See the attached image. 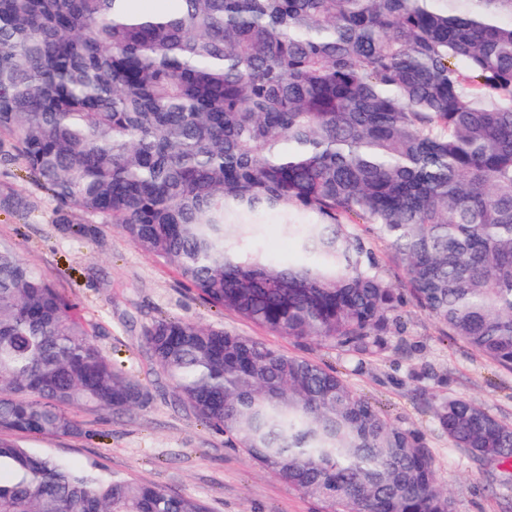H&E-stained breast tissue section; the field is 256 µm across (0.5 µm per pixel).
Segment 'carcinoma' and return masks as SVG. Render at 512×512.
I'll return each mask as SVG.
<instances>
[{
	"label": "carcinoma",
	"instance_id": "obj_1",
	"mask_svg": "<svg viewBox=\"0 0 512 512\" xmlns=\"http://www.w3.org/2000/svg\"><path fill=\"white\" fill-rule=\"evenodd\" d=\"M137 2L0 0V162L272 334L378 357L408 345V298L512 371V0ZM268 215L286 265L255 244ZM145 343L180 404L327 512H453L424 438L337 371L182 317ZM145 399L0 242V512H209L21 442ZM431 411L453 447L512 459L511 423ZM354 229L364 238L367 246L373 250L384 274L396 285L400 286V284H403L405 282V273L400 267L391 262L387 243L380 239L377 234L366 225L359 224L355 226Z\"/></svg>",
	"mask_w": 512,
	"mask_h": 512
}]
</instances>
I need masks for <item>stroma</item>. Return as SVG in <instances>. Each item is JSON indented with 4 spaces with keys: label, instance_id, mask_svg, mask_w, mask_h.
Listing matches in <instances>:
<instances>
[{
    "label": "stroma",
    "instance_id": "1",
    "mask_svg": "<svg viewBox=\"0 0 512 512\" xmlns=\"http://www.w3.org/2000/svg\"><path fill=\"white\" fill-rule=\"evenodd\" d=\"M9 182L31 207L15 210L0 203V240L76 303L98 346L147 393L145 406L130 414L75 411L81 435L30 437L29 448L168 487L202 500L210 512H323L319 502L291 489L175 403L144 335L154 320L183 317L336 368L392 423L423 434L455 512H512V467L451 447L428 407L432 396H459L512 423V372L445 336L416 305L402 313L409 347L368 360L358 372L351 355L217 312L173 267L141 252L118 230L86 234L62 223L52 197L29 182L22 165H14Z\"/></svg>",
    "mask_w": 512,
    "mask_h": 512
}]
</instances>
